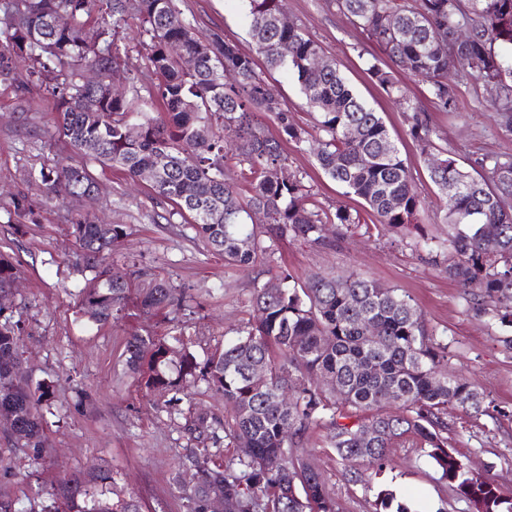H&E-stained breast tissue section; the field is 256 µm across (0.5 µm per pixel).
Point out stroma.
<instances>
[{"instance_id": "stroma-1", "label": "stroma", "mask_w": 512, "mask_h": 512, "mask_svg": "<svg viewBox=\"0 0 512 512\" xmlns=\"http://www.w3.org/2000/svg\"><path fill=\"white\" fill-rule=\"evenodd\" d=\"M183 17L200 37L216 32L255 55L249 34L246 0H176ZM283 12L300 24L335 61L355 92L380 112L392 139L411 169L425 203L417 226L402 234L386 230L365 235L355 227L344 238L325 245L284 240L275 244L253 269L225 263L186 224L165 220L167 203L155 198L149 182L74 151L56 128L55 100L46 86L34 87L32 110L22 108L20 68L15 81L0 83V252L9 254L21 273L14 311L21 320L23 368L29 379L53 381L57 401L44 416L51 458L34 460L30 451L15 450L0 440V494L14 500L18 512L45 500L54 475H83L90 467L108 470L107 501L134 499L140 512H184L192 485L195 453L201 452L193 419L221 428L224 404L216 397L189 390L167 404L137 391L135 377L123 365L125 343L132 330L160 335L170 330L156 316L99 324L79 314V292L86 277L74 266L77 246L70 219L77 214L123 225L125 233L106 262L113 272L138 270L170 281L184 296L177 315L194 341L198 359L217 344L235 339L252 318L253 288L279 268L298 278L315 273L356 272L384 288L409 294L430 329L448 344V368L471 381L485 396L486 412L472 416L448 411V447L472 471L490 472L503 496L512 497V352L500 339L512 336L501 326L468 311L463 292L451 282L432 252L446 250L448 227L429 178L427 164L409 135L407 114L370 77V64L386 66L377 48L355 29L331 0H283ZM257 70L286 105L297 126L313 131L315 114L297 80L258 62ZM450 157L475 172L485 155L512 159V132L498 114L478 102L472 82L461 81L455 110L429 111ZM289 170L310 186L318 209L359 210L360 198L321 170L308 146L284 142ZM86 167L98 183L97 200L48 195L38 173L58 164ZM27 197L38 220L30 222L14 199ZM305 447L334 494L339 512H371L378 491L390 490L412 512H476L472 502L440 480L433 464L418 448H398L381 473L367 471V485L343 477L344 467L331 448L327 432L317 427ZM181 484H174V473Z\"/></svg>"}]
</instances>
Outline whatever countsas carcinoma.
Segmentation results:
<instances>
[{"mask_svg": "<svg viewBox=\"0 0 512 512\" xmlns=\"http://www.w3.org/2000/svg\"><path fill=\"white\" fill-rule=\"evenodd\" d=\"M98 0H8L20 25L0 32V82L15 80L17 61L32 62L29 76L54 83L59 133L83 156L120 168L135 181L164 160L151 184L224 261L248 270L269 247L264 241L325 240L327 222L309 207L311 192L288 172L281 139L306 143L321 169L346 193L361 198L378 224L400 233L418 222L423 201L411 171L380 115L357 96L336 63L321 70L310 60L317 42L300 25H283L281 0H248L249 33L271 68H285L317 111V134L308 138L288 108L256 71L254 59L218 34L204 42L185 21L175 0H105L101 21L87 28ZM391 63L368 71L388 95L406 104L409 134L427 156L428 172L445 212L453 252L448 279L464 292L467 309L512 327V160L488 156L482 173L459 168L445 152L421 104L406 96L396 76L406 69L427 85L429 101L442 111L456 105L457 82H475L482 101L512 131V0H333ZM64 13L72 23L55 26ZM137 21L139 45L150 80L148 96L113 97V73H128L116 39ZM467 27L465 40L456 30ZM172 43L197 57L185 70L168 52ZM96 69L100 83L80 82L82 68ZM238 75L224 84V70ZM274 117L279 137L255 118ZM249 172L248 196L237 198L234 167ZM56 196L92 198L97 185L84 167L62 165L39 172ZM333 223L367 224L360 213L336 209ZM77 265L92 273L81 290L80 309L97 323L171 314L180 307L169 281L112 272L105 256L124 235L120 224L96 217L71 221ZM19 271L0 253V410L9 411L17 433L14 448L50 455L40 409L55 402L50 381L17 379L11 364L21 357L19 323L11 297ZM255 315L242 335L198 362L184 333L134 332L126 341L125 367L138 387L165 397L199 382L224 400V439L241 454L227 465L196 462V483L185 512H207L216 498L235 512H337L336 499L304 449L310 429L324 426L340 460L361 461L379 474L394 448L423 449L440 479L474 503L476 512H512L489 473H475L448 450V408L486 412L485 396L467 379L448 372V344L428 331L407 295L357 273L314 274L300 282L282 269L254 288ZM337 388L315 386L319 376ZM291 434L282 437V429ZM110 476L61 477L49 501L30 512H139L136 504L99 498Z\"/></svg>", "mask_w": 512, "mask_h": 512, "instance_id": "carcinoma-1", "label": "carcinoma"}]
</instances>
